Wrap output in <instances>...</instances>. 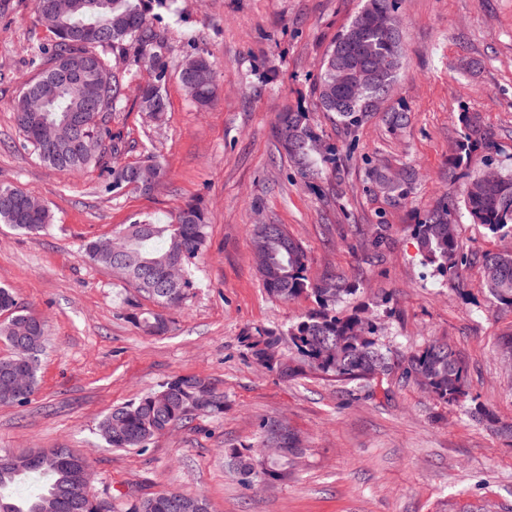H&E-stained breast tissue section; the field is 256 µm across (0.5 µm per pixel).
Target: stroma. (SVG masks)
Segmentation results:
<instances>
[{
	"mask_svg": "<svg viewBox=\"0 0 512 512\" xmlns=\"http://www.w3.org/2000/svg\"><path fill=\"white\" fill-rule=\"evenodd\" d=\"M365 0H177L159 9L168 39L167 73L122 61V100L109 127L125 163L160 156L167 176L154 190H108L111 157L79 173L42 164L19 134L14 102L36 76V46L56 37L38 22L35 0H0V184L47 204L53 222L36 234L0 224V284L46 321L38 386L25 403L0 404V451L69 448L87 457L91 494L122 504L166 491L203 495L209 512H512V439L482 414L438 401L399 370L369 383L310 374L284 381L258 364L246 337L287 329L315 309L264 288L254 260V227L282 224L306 249L310 276L344 277L353 292L338 313L377 325L393 355L435 340L463 362L484 412L512 422V371L499 354L512 336V309L483 286L484 252L512 243L458 214L471 255L465 285L422 263L413 228L459 188L452 160L463 114L489 133L495 168L512 169V0H398L403 65L385 99L409 122L391 129L374 117L344 134L317 104L313 86L336 36ZM205 54L221 91L205 109L185 93L178 71ZM160 83L161 120L140 107L144 86ZM309 113L335 163L302 177L276 150L279 113ZM412 167L403 200L372 169ZM208 209L197 288L179 306L158 309L104 265L83 257L87 241L144 219L170 223L186 203ZM161 311L169 330L144 333L134 318ZM176 376L210 379L226 397L218 417L176 425L145 449L116 450L98 434L112 407ZM267 419L286 421L304 453L284 474L243 486L224 452L256 445Z\"/></svg>",
	"mask_w": 512,
	"mask_h": 512,
	"instance_id": "35a3bbf8",
	"label": "stroma"
}]
</instances>
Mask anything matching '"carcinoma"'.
<instances>
[{
	"instance_id": "carcinoma-1",
	"label": "carcinoma",
	"mask_w": 512,
	"mask_h": 512,
	"mask_svg": "<svg viewBox=\"0 0 512 512\" xmlns=\"http://www.w3.org/2000/svg\"><path fill=\"white\" fill-rule=\"evenodd\" d=\"M75 6L72 20L82 19L89 28L79 37L67 26L54 32L56 42L51 48L52 65L26 84L15 100L19 133L25 143L44 164L63 171L79 172L99 164L106 152L112 154V190L135 186L151 190L166 176V170L155 156L148 157L151 166L125 164L120 161L122 141L112 136L108 123L112 111L120 103L122 83L112 72L101 53L111 51L115 57L133 54V62L153 70L156 83L141 93L143 111L155 119L167 111L168 103L161 87L166 75L165 38L154 23L146 0H71ZM396 8L395 0H366L363 9L337 36L325 54L314 94L322 111L337 118L341 127L352 132L371 113L362 108V101L350 102L344 95L336 96L332 86L336 64L330 63L336 47L354 59L402 56L399 32L377 23L378 16ZM74 69L95 68V80L73 86L52 81L62 65ZM180 71L190 80H181L186 94L199 106H208L219 89V76L208 58L196 54L187 58ZM96 96L95 118L83 129L78 144H70V135L51 151L40 141L39 128L26 122L29 103H37L45 119L62 122L69 115H78ZM469 133L459 144L458 163L469 165L477 152L489 149V138L477 124L466 118ZM277 125L288 127V138L275 135L278 152L303 175H313L318 165L335 162L332 149L318 148L322 135L309 113L282 112ZM462 196L448 193L414 231L424 264L435 268L450 281H460L470 260L462 250L455 221L457 209L464 208L475 224L493 233L512 230V173H498L490 180L484 172L463 173ZM387 192L402 199L408 193L413 172L408 170L397 178L377 174ZM32 200L24 189L0 184V224L16 231L36 233L52 223L53 215L45 204L32 210ZM207 210L200 203H188L169 224L149 221L129 224L123 231V243L111 250L100 247V240L84 244L83 253L90 260L118 272L138 292L160 306L171 305L174 298L184 299L195 287L190 266L198 258L206 239ZM254 252L257 269L264 288L270 295L292 300L311 293L318 309L290 325L287 331L257 328L250 349L254 359L278 371L286 380L307 374L333 376L338 380H369L390 368V358L375 339L377 326L359 314H336V302L349 292L340 277H329L313 284L308 277L310 259L303 246L288 234L282 224H258L254 231ZM184 265V277L173 280L169 269L173 260ZM484 286L499 305L512 309V253L489 252L482 256ZM0 311L9 317L0 322V338L8 344L35 346L40 353L45 337L43 319L20 306L11 289L0 286ZM138 324L151 335L168 330L165 317L148 312L137 318ZM288 336L295 354L282 358L276 345L280 336ZM402 376L447 404H464L470 391L465 369L448 343L435 341L425 348L410 352L401 361ZM11 358L0 359V403L26 402L38 384L39 363L28 369L26 393L16 391L10 374ZM224 414V395L205 379L179 376L124 406L112 409L101 421L99 431L106 444L115 449H145L173 425L192 416ZM275 443L283 454L270 465L236 449L231 450L234 470L241 484L251 487L262 477L277 476L289 465L290 456L301 451L299 440L288 427L275 419L260 425L259 447ZM76 452L68 450L59 456L53 452L43 456L29 469H17L10 455L0 454V512H112V503L105 502L100 511L78 493V473L71 464ZM37 475L44 479L41 491L28 497H15L8 489L24 479ZM170 492L141 498L130 504L128 512H172L168 505Z\"/></svg>"
}]
</instances>
